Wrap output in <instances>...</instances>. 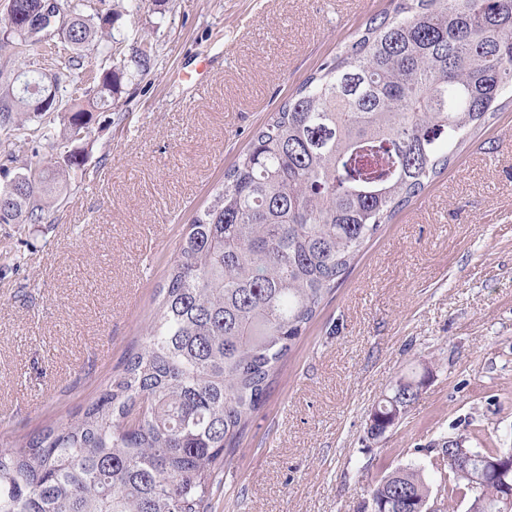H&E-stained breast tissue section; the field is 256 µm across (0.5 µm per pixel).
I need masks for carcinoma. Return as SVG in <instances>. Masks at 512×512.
Wrapping results in <instances>:
<instances>
[{"instance_id":"cac0c4a2","label":"carcinoma","mask_w":512,"mask_h":512,"mask_svg":"<svg viewBox=\"0 0 512 512\" xmlns=\"http://www.w3.org/2000/svg\"><path fill=\"white\" fill-rule=\"evenodd\" d=\"M41 0H13L0 52L38 55L57 37L79 51L112 40L121 13L57 0L42 38L25 20ZM322 63L251 136L194 217L160 289L144 342L73 417L25 442L0 443V512H209L224 457L238 447L270 385L363 245L391 222L485 122L512 103V0H391ZM123 70L0 76V224H45L57 170L16 154L32 122L62 112L61 140L112 109ZM49 95L44 104L40 97ZM423 381L403 375L370 411L367 433L394 426ZM477 462L442 474V501L475 493L497 512L502 483ZM419 471L377 480L361 512H427Z\"/></svg>"}]
</instances>
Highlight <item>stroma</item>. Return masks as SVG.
<instances>
[{"label":"stroma","instance_id":"obj_1","mask_svg":"<svg viewBox=\"0 0 512 512\" xmlns=\"http://www.w3.org/2000/svg\"><path fill=\"white\" fill-rule=\"evenodd\" d=\"M390 0H142L122 91L47 224H0V439L65 421L142 343L196 212L253 130ZM148 72L130 60L136 42ZM427 373L382 437L369 412ZM512 448V109L356 257L296 342L211 512H358L384 468L440 484V437Z\"/></svg>","mask_w":512,"mask_h":512}]
</instances>
